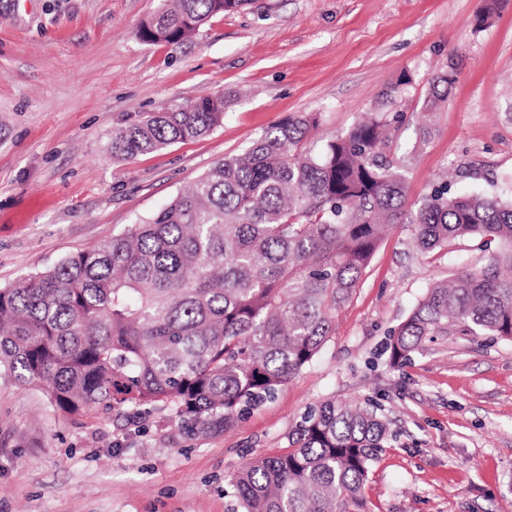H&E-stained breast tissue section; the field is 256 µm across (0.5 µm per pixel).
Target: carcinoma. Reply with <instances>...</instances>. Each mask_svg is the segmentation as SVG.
I'll return each mask as SVG.
<instances>
[{"instance_id": "cac0c4a2", "label": "carcinoma", "mask_w": 512, "mask_h": 512, "mask_svg": "<svg viewBox=\"0 0 512 512\" xmlns=\"http://www.w3.org/2000/svg\"><path fill=\"white\" fill-rule=\"evenodd\" d=\"M249 0H166L140 28L179 43ZM453 67L423 109L448 98ZM222 94L146 112L112 129L128 160L210 134ZM402 112H368L321 145L315 114L290 115L226 158L146 221L52 269L0 288V369L58 408L163 403L183 433L230 430L306 368L331 336L388 230L409 224L424 253L478 237L486 262L435 282L389 331L402 367L435 336L512 339V202L454 195L448 174L406 207V160L392 151ZM389 432L377 413L334 399L309 408L288 449L234 475L235 512H353Z\"/></svg>"}]
</instances>
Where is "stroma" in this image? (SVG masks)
Returning a JSON list of instances; mask_svg holds the SVG:
<instances>
[{
	"label": "stroma",
	"instance_id": "obj_1",
	"mask_svg": "<svg viewBox=\"0 0 512 512\" xmlns=\"http://www.w3.org/2000/svg\"><path fill=\"white\" fill-rule=\"evenodd\" d=\"M161 0H0V288L147 219L270 126L316 112L315 137L385 111L408 122L406 198L455 171L457 194L512 200V0H251L192 38L150 43ZM456 81L415 148L430 79ZM233 102L209 135L117 160L115 127L203 95ZM473 237L423 255L385 237L318 357L238 426L182 433L168 407L69 414L0 372V512H229L233 474L288 446L308 407L378 406L392 435L360 512H499L512 501V339L435 337L394 367L387 333L429 285L476 265Z\"/></svg>",
	"mask_w": 512,
	"mask_h": 512
}]
</instances>
